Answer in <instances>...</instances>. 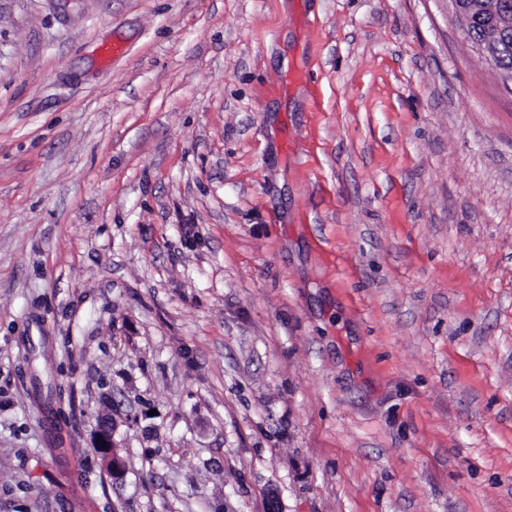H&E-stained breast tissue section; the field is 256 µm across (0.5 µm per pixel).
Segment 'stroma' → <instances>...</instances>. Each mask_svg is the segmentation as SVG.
I'll list each match as a JSON object with an SVG mask.
<instances>
[{"label":"stroma","mask_w":512,"mask_h":512,"mask_svg":"<svg viewBox=\"0 0 512 512\" xmlns=\"http://www.w3.org/2000/svg\"><path fill=\"white\" fill-rule=\"evenodd\" d=\"M0 512H512V94L448 0H0ZM98 435H101V438H98ZM96 443L97 448H101L106 466L109 465V468L112 471V476L119 474L123 469V462L114 453L112 448V425L106 420L101 422V425L97 431ZM102 444H106V447H102Z\"/></svg>","instance_id":"1"}]
</instances>
